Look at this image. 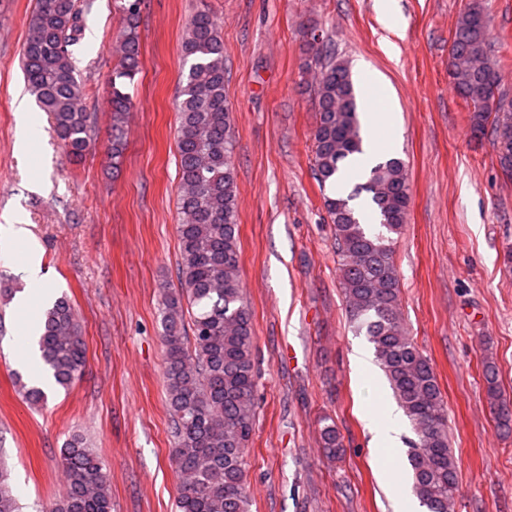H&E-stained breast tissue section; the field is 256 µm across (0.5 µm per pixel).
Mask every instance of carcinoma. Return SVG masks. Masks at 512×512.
Here are the masks:
<instances>
[{
  "instance_id": "obj_1",
  "label": "carcinoma",
  "mask_w": 512,
  "mask_h": 512,
  "mask_svg": "<svg viewBox=\"0 0 512 512\" xmlns=\"http://www.w3.org/2000/svg\"><path fill=\"white\" fill-rule=\"evenodd\" d=\"M143 0H123L125 29L110 79V160L120 167L126 150L127 89L141 70L138 27ZM82 0H39L29 24L22 66L29 91L49 114L56 138L75 158L91 144L85 91L75 73L74 47L82 34ZM314 56L318 76L314 171L321 185L334 181L341 164L364 153L362 126L348 63L328 37ZM189 63L178 92V291L164 297L161 340L164 380L172 421V464L179 479L178 512H251L246 452L256 414L252 311L238 276L236 180L231 161L233 118L224 95V43L209 12L191 17L182 41ZM457 93L473 105L471 137H490L503 173L512 177V101L497 95L499 61L491 53L489 21L478 0L459 16L448 58ZM366 192L380 230L360 222L349 201ZM410 185L396 158L370 169L347 197L326 199L334 226L340 287L350 322L367 336L417 439L407 451L412 489L427 512H448L458 464L450 448L448 412L429 360L407 336L399 314L400 277L394 238L406 223ZM192 309L193 348L187 346L185 308ZM41 361L54 385L65 390L86 365L77 313L65 296L43 312ZM487 394L501 401L492 362L483 371ZM323 454L344 452L340 432L326 424ZM64 491L54 512H112L109 478L79 435L64 445ZM10 472L0 463V512H19Z\"/></svg>"
}]
</instances>
